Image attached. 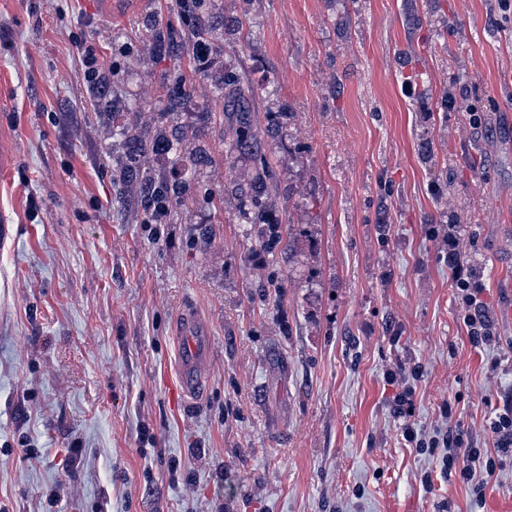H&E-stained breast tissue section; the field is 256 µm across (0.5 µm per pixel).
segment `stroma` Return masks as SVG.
<instances>
[{"instance_id": "1", "label": "stroma", "mask_w": 512, "mask_h": 512, "mask_svg": "<svg viewBox=\"0 0 512 512\" xmlns=\"http://www.w3.org/2000/svg\"><path fill=\"white\" fill-rule=\"evenodd\" d=\"M99 3L0 0V507L512 512V455L478 498L402 436L458 426L489 448L512 409V0H210L212 52L170 115L173 58L148 29L193 49L174 0ZM82 42L107 49L112 122ZM230 75L275 130L268 221L291 247L273 256L238 220L256 164L232 146ZM131 118L210 156L161 224L113 183L112 128ZM444 224L494 345L469 341ZM188 313L212 352L185 405L170 392ZM399 365L420 369L407 422Z\"/></svg>"}]
</instances>
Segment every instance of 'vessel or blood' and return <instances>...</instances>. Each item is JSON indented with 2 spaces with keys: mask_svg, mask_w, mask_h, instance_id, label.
I'll return each mask as SVG.
<instances>
[{
  "mask_svg": "<svg viewBox=\"0 0 512 512\" xmlns=\"http://www.w3.org/2000/svg\"><path fill=\"white\" fill-rule=\"evenodd\" d=\"M181 349L178 357L179 384L174 394L192 396L203 384L211 356L212 339L207 327L197 318L183 319L180 325Z\"/></svg>",
  "mask_w": 512,
  "mask_h": 512,
  "instance_id": "b4317fda",
  "label": "vessel or blood"
}]
</instances>
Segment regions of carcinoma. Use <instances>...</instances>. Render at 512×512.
I'll return each instance as SVG.
<instances>
[{
    "mask_svg": "<svg viewBox=\"0 0 512 512\" xmlns=\"http://www.w3.org/2000/svg\"><path fill=\"white\" fill-rule=\"evenodd\" d=\"M177 7L180 15L189 23L191 36L202 39L209 34L208 0H189L187 3L177 4ZM174 39L176 35L171 30L165 33L157 30L151 32L153 50L159 55L171 51ZM186 91L187 84L183 77H175L168 91L167 108L174 110ZM251 95L252 91L248 86L232 80L228 81V92L224 94L236 106V111L224 113L225 119L235 128L236 146L253 152L260 169L256 181L240 193L239 221L251 225L264 250L274 253L283 247V237L277 233L264 234L265 199L277 192L278 186L268 177L272 169L271 161L268 154L261 150L259 130L252 113L247 111ZM115 135L124 138L127 144L125 159L116 164L114 169L115 181L123 187L130 182L138 183L140 204L147 220H162L172 208L183 204L192 180H172L145 166L146 160L151 154L166 150L174 156L182 170L194 176L197 167L206 161L205 150H183L179 140L172 138L164 126L157 127L150 136L134 135L129 127L118 126Z\"/></svg>",
    "mask_w": 512,
    "mask_h": 512,
    "instance_id": "obj_1",
    "label": "carcinoma"
}]
</instances>
